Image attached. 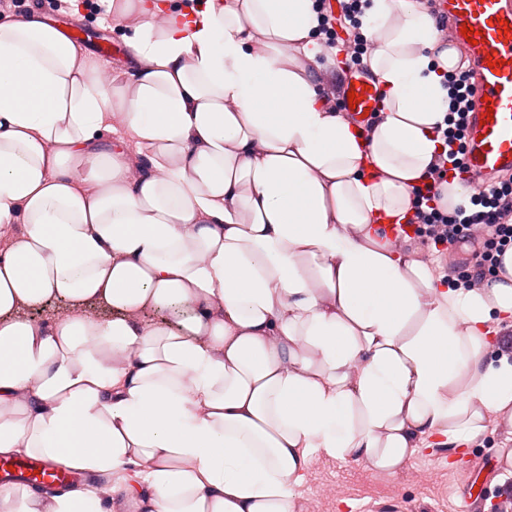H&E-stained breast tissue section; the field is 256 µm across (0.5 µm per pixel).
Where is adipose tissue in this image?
<instances>
[{"label":"adipose tissue","mask_w":512,"mask_h":512,"mask_svg":"<svg viewBox=\"0 0 512 512\" xmlns=\"http://www.w3.org/2000/svg\"><path fill=\"white\" fill-rule=\"evenodd\" d=\"M103 2L120 82L39 13L0 19V455L110 494L16 487L0 512H294L313 457L397 474L512 426L489 355L512 249L454 288L390 238L458 62L431 15L367 0L364 129L318 89L316 0ZM52 299L69 313L27 317Z\"/></svg>","instance_id":"obj_1"}]
</instances>
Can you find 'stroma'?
Wrapping results in <instances>:
<instances>
[{
	"instance_id": "obj_1",
	"label": "stroma",
	"mask_w": 512,
	"mask_h": 512,
	"mask_svg": "<svg viewBox=\"0 0 512 512\" xmlns=\"http://www.w3.org/2000/svg\"><path fill=\"white\" fill-rule=\"evenodd\" d=\"M40 13L88 32L82 47L101 55L108 76L130 74L133 62L124 53L121 32L105 15L90 9L58 15L47 4ZM507 437L505 427H490L462 450L458 464H449L448 450L432 448L393 476L353 462L314 459L297 490L296 512H460L465 485L474 484L486 497L512 486V474L497 453Z\"/></svg>"
}]
</instances>
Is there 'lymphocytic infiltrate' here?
I'll list each match as a JSON object with an SVG mask.
<instances>
[{"label": "lymphocytic infiltrate", "mask_w": 512, "mask_h": 512, "mask_svg": "<svg viewBox=\"0 0 512 512\" xmlns=\"http://www.w3.org/2000/svg\"><path fill=\"white\" fill-rule=\"evenodd\" d=\"M341 25L323 16L320 30L325 35L324 50L346 47L349 60L362 65L372 45L361 31L362 0H341ZM448 115L445 128L437 129L442 150L429 169L423 185L412 189L413 214L409 223L415 234L428 237L434 246L474 245V262L458 274V282L468 285L500 265V256L512 248V177L492 178L471 188L468 205L443 211L438 203V186L444 177H460L465 171L466 130L474 108L472 72L459 66L446 74Z\"/></svg>", "instance_id": "f902f5d3"}]
</instances>
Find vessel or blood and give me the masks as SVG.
<instances>
[{"mask_svg": "<svg viewBox=\"0 0 512 512\" xmlns=\"http://www.w3.org/2000/svg\"><path fill=\"white\" fill-rule=\"evenodd\" d=\"M446 17L450 42L464 46L474 74L476 108L471 116L467 178L472 182L512 171V31L501 34V22L512 24V6L506 0H435ZM479 36L468 43L462 26ZM341 102H354L351 114L359 125L368 124L382 108L381 89L363 70L348 71ZM71 472L59 471L49 461L28 455L0 459V487L66 488Z\"/></svg>", "mask_w": 512, "mask_h": 512, "instance_id": "1", "label": "vessel or blood"}]
</instances>
